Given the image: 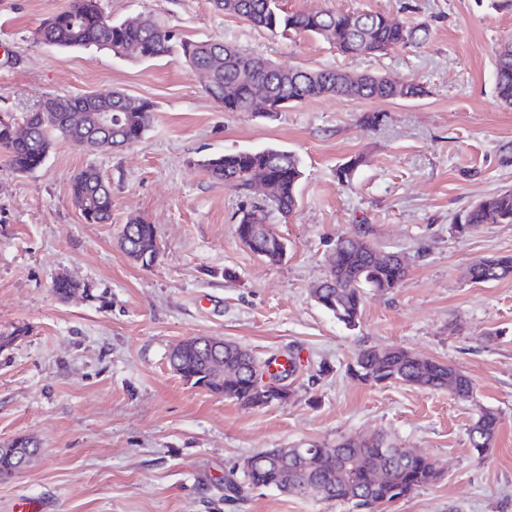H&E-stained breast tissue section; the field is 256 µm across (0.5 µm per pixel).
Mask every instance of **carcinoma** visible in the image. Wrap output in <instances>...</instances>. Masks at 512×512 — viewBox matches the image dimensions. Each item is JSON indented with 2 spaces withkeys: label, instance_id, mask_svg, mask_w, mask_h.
Returning a JSON list of instances; mask_svg holds the SVG:
<instances>
[{
  "label": "carcinoma",
  "instance_id": "carcinoma-1",
  "mask_svg": "<svg viewBox=\"0 0 512 512\" xmlns=\"http://www.w3.org/2000/svg\"><path fill=\"white\" fill-rule=\"evenodd\" d=\"M282 0H213L226 14L237 16L271 33L291 32L320 37L347 57L381 56L412 44L424 42L428 27L397 22L379 12L317 13L286 11ZM38 39L61 48L97 47L115 55L148 61L178 55L198 75L205 93L226 112H247L257 95L282 109L319 96L351 100L416 99L424 87L404 81L387 84L378 74L357 76L338 68H285L270 60L247 55L227 42L174 39V35L149 17L114 22L103 13L100 0H71L69 7L48 13L37 30ZM494 90L499 101L512 108V41L502 44L495 57ZM100 109L112 110V141L103 147H123L140 140L149 129L154 104L145 98L121 91L96 93L90 99L50 97L20 122L0 119V154L16 173L40 168L54 140H70L74 116L86 121ZM198 166L213 181L240 193L249 192V173L262 171L267 177L260 202L242 212L236 225H261L254 235L252 253L268 264L281 262L285 240L268 226L272 212L289 214L298 203V187L303 177L300 158L292 151L265 148L208 156ZM71 195L83 220L104 224L112 216V193L99 171L89 166L71 181ZM483 224H512V189L498 190L481 197L457 219L454 231L470 233ZM120 244L134 263L149 268L161 251L156 227L143 219L123 226ZM368 241L358 242L346 233L336 239L334 260L323 280L325 288L318 305L347 326L361 315L368 291L389 293L398 288L407 274L399 262H375ZM512 277V254L482 258L467 268V278L486 283ZM52 290L61 300L88 296L86 285L68 276L57 277ZM169 364L174 373L193 387L224 395L250 408H264L286 402L288 390L280 397L258 390L248 367L259 361L244 346L228 341L216 348L199 337H189L173 348ZM350 374L365 385L400 382L422 390L445 388L460 401L474 399L475 386L461 370L447 363L418 357L394 347L360 350L349 366ZM499 417L483 409L468 429V441L477 456L493 446ZM40 453L37 443L20 450L12 444L0 446V476H7ZM251 464L241 470L242 481L227 478L224 499L240 498L247 488L274 489L289 496L349 504L357 512H384L385 505L413 491L433 484L440 474L432 458L414 454L381 435L363 440L343 437L336 445L290 448L288 456H278L265 448L250 455Z\"/></svg>",
  "mask_w": 512,
  "mask_h": 512
}]
</instances>
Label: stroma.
I'll return each mask as SVG.
<instances>
[{
  "label": "stroma",
  "instance_id": "1",
  "mask_svg": "<svg viewBox=\"0 0 512 512\" xmlns=\"http://www.w3.org/2000/svg\"><path fill=\"white\" fill-rule=\"evenodd\" d=\"M495 2L285 0L291 10L382 12L431 26L424 44L351 58L313 36L272 35L212 0H102L112 20L150 15L176 37L227 41L285 67L379 73L426 89L415 100L317 97L265 119L224 111L181 58L141 62L37 41L47 12L69 0H0V117L22 118L48 96L115 89L156 109L149 131L117 151L60 139L24 175L0 158V333L28 329L0 350V444L28 436L41 448L26 469L0 476V512L27 498L43 512H348L265 488L229 502L224 480L264 448L377 434L441 469L434 485L387 512H512V278L466 277L473 261L512 253V224L452 229L481 196L512 187V108L494 93V54L512 35V9ZM373 113L378 122H366ZM270 146L294 151L304 169L296 209L270 217L288 241L276 265L235 233L251 198L198 166ZM354 157L351 182L339 181ZM88 166L111 186V223H84L72 202L71 178ZM138 216L162 243L148 268L118 244ZM358 228L375 248L404 256L408 273L393 292H367L348 327L311 291L337 236ZM60 274L87 284L90 298L60 300ZM190 336L238 342L261 360L294 356L291 398L249 409L187 385L168 355ZM368 346L453 364L475 398L361 384L348 365ZM483 408L500 424L480 458L467 431Z\"/></svg>",
  "mask_w": 512,
  "mask_h": 512
}]
</instances>
